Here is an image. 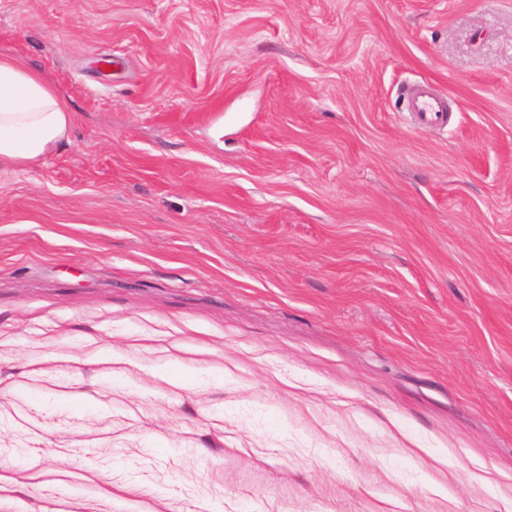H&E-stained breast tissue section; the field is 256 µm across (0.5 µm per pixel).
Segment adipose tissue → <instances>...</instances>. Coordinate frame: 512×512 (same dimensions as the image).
<instances>
[{
    "label": "adipose tissue",
    "mask_w": 512,
    "mask_h": 512,
    "mask_svg": "<svg viewBox=\"0 0 512 512\" xmlns=\"http://www.w3.org/2000/svg\"><path fill=\"white\" fill-rule=\"evenodd\" d=\"M71 134L72 113L57 90L16 56L0 52V169L36 164Z\"/></svg>",
    "instance_id": "adipose-tissue-1"
}]
</instances>
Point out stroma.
Wrapping results in <instances>:
<instances>
[{"label":"stroma","mask_w":512,"mask_h":512,"mask_svg":"<svg viewBox=\"0 0 512 512\" xmlns=\"http://www.w3.org/2000/svg\"><path fill=\"white\" fill-rule=\"evenodd\" d=\"M0 51L73 114L0 170V512H512V0H0ZM407 112L414 116V126L430 129L447 121V106L426 84H414L407 94Z\"/></svg>","instance_id":"1"}]
</instances>
